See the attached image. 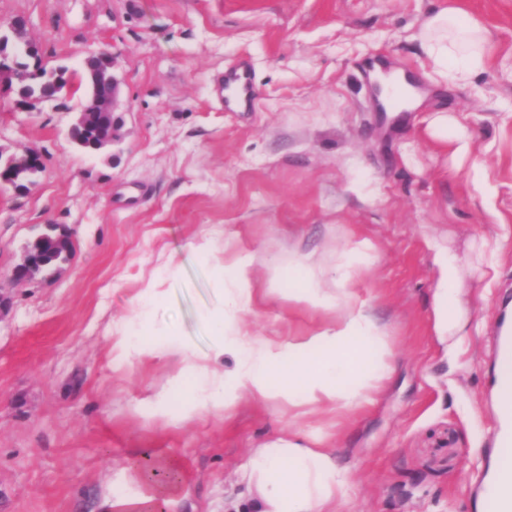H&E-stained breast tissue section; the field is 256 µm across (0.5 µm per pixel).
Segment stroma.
I'll use <instances>...</instances> for the list:
<instances>
[{"mask_svg": "<svg viewBox=\"0 0 512 512\" xmlns=\"http://www.w3.org/2000/svg\"><path fill=\"white\" fill-rule=\"evenodd\" d=\"M446 6L492 33L485 69L464 84L435 78L415 38ZM16 16L68 87L25 109L0 82V152L43 156L28 193L0 189V512H96L148 448L182 466L172 512H226L247 494L250 449L290 431L321 439L350 473L337 512H479L496 323L512 295V0H0V20ZM98 48L113 58L123 125L89 155L68 129L86 93L77 55ZM376 61L420 87L419 105L388 122L367 109ZM236 62L253 75L254 111L215 95ZM50 224L70 235L69 260L11 282ZM205 238L224 262L251 261L243 333L285 342L335 323L337 311L273 284L300 265L365 302L394 350L374 405L339 414L243 392L189 416L177 354L116 358L115 330L152 279L165 296L144 336L210 352L203 314L223 290L194 250ZM359 241L372 258L342 281L336 264ZM440 255L455 261L464 323L444 344Z\"/></svg>", "mask_w": 512, "mask_h": 512, "instance_id": "obj_1", "label": "stroma"}]
</instances>
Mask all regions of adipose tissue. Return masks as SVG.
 <instances>
[{
  "mask_svg": "<svg viewBox=\"0 0 512 512\" xmlns=\"http://www.w3.org/2000/svg\"><path fill=\"white\" fill-rule=\"evenodd\" d=\"M418 39L440 77L463 83L486 63L485 28L472 20L461 21L455 9L445 8L426 18ZM441 263L444 274L437 297V330L439 335L454 336L461 327L456 268L449 258H442ZM217 269L225 295L222 305L206 313L215 336L212 352L201 353L185 344L176 347L182 359L178 380L187 412L213 403L231 404L243 389L259 399L324 402L339 411L373 403L374 393L390 374L393 347L369 307L349 289L325 293L317 286L319 271L305 269L304 285L290 289V298L314 308L338 309L340 315L334 325L306 339L276 343L240 333L236 327L238 314L250 306L253 296L246 263H221ZM162 295L157 284L146 287L137 319L113 345L118 356L146 354L138 327ZM227 353L236 360L229 374L219 365ZM245 474L249 493L233 501L228 512H336L337 496L349 488L347 473L333 452L309 441L279 439L253 449ZM179 489V483L172 482L150 485L135 494L115 491L101 500L99 512H156L159 503L171 501Z\"/></svg>",
  "mask_w": 512,
  "mask_h": 512,
  "instance_id": "adipose-tissue-1",
  "label": "adipose tissue"
}]
</instances>
